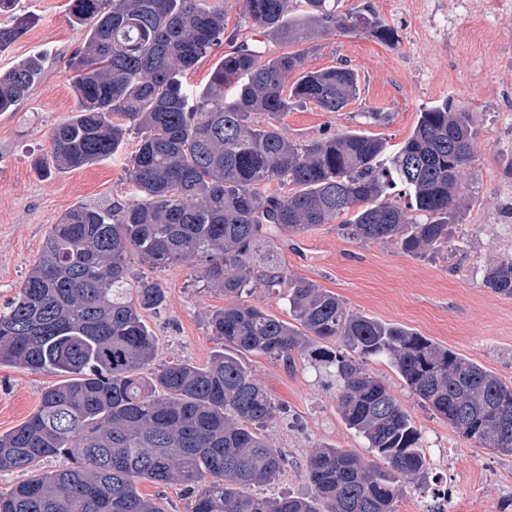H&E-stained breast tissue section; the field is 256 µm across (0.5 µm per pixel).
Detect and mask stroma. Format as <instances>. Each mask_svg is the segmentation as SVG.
<instances>
[{"label": "stroma", "mask_w": 512, "mask_h": 512, "mask_svg": "<svg viewBox=\"0 0 512 512\" xmlns=\"http://www.w3.org/2000/svg\"><path fill=\"white\" fill-rule=\"evenodd\" d=\"M398 40L383 45L361 33L328 36L308 55L317 70L345 60L360 81L358 99L332 113L316 105L297 106L282 116L289 136L315 140L358 127L361 113L377 110L388 120L369 133L389 144L403 143L421 110L451 98L465 103L478 131L473 161L463 187V221L454 229L456 248L424 258L408 257L386 242L363 243L328 224L306 233L282 236L280 259L288 275L325 288L354 312L412 329L512 382V298L482 285L487 267L511 256L495 237L496 222L512 223V10L496 12L489 0H370ZM34 22L27 33L0 52V70L39 56L45 70L14 111L0 112V303L36 262L52 224L76 206L106 207L131 198L121 160L108 159L44 175L33 160L48 149L49 131L76 108L65 62L78 30L69 0H20ZM503 70L496 85L484 72ZM133 272L158 282L166 305L143 320L157 342V360L194 365L209 362L224 343L211 336L209 313L223 308V292L197 283L188 265L149 268L130 255ZM251 370L279 409L263 430L268 443L286 460L274 482L251 487L254 495L278 497L309 491L305 464L319 446L333 445L372 460L370 449L336 411V393L304 363L246 354ZM369 371L399 398L422 434V448L436 465L426 482H451L455 495L447 512H500L503 477H512V458L476 446L433 414L404 388L386 360L370 361ZM55 374L0 366V433L23 423L38 405L43 387ZM452 466H442L443 456Z\"/></svg>", "instance_id": "stroma-1"}]
</instances>
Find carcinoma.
<instances>
[{
	"label": "carcinoma",
	"instance_id": "obj_1",
	"mask_svg": "<svg viewBox=\"0 0 512 512\" xmlns=\"http://www.w3.org/2000/svg\"><path fill=\"white\" fill-rule=\"evenodd\" d=\"M0 11L11 14L2 49L30 21L14 0H0ZM70 12L80 26L66 63L77 108L50 130L49 154L36 166L48 175L92 165L121 153L134 133L126 167L135 199L67 211L0 306V365L61 377L41 389L23 423L0 433V471L27 474L0 491V512H164L139 492L142 480L182 485L192 512H396L428 467L420 431L367 369L375 357L462 437L512 457V383L290 280L278 259L279 235L333 223L407 256L448 248L473 161L465 105L447 99L422 110L393 150L359 128L296 141L280 121L296 105L341 112L359 97L354 70L305 68L318 41L358 32L391 45L395 28L369 3L338 14L336 0H243L262 39L241 38L195 95L186 75L224 41L213 0H71ZM42 71L32 56L0 72V112L14 110ZM272 182L288 191L267 192ZM133 252L155 268L190 264L203 287L233 299L207 326L237 352L290 366L298 356L324 369L338 414L375 460L326 445L306 462L311 495L248 493L284 469L261 433L276 406L233 355L155 364L142 313L164 308L166 295L132 273ZM257 285L289 286L292 321L241 302ZM483 286L511 298L512 259L488 267ZM51 457L65 467L40 470Z\"/></svg>",
	"mask_w": 512,
	"mask_h": 512
}]
</instances>
